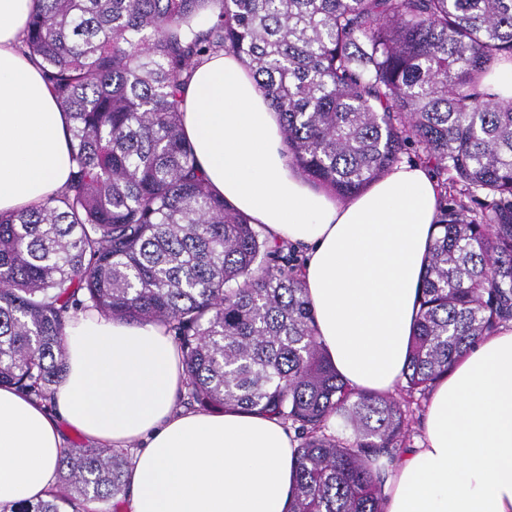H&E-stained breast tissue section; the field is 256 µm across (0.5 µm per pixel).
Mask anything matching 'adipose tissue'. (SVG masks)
<instances>
[{
	"mask_svg": "<svg viewBox=\"0 0 512 512\" xmlns=\"http://www.w3.org/2000/svg\"><path fill=\"white\" fill-rule=\"evenodd\" d=\"M36 0H0V213L44 204L70 174L69 119L17 45ZM183 128L215 193L305 249L316 333L352 386L394 392L440 189L421 163L395 165L340 202L298 175L275 112L242 60L199 64ZM52 407L0 387V506L56 483L63 426L133 448L128 512H289L296 441L269 416L181 411V356L164 326L89 312L66 329ZM383 512H512V326L484 337L430 391L421 447L396 462Z\"/></svg>",
	"mask_w": 512,
	"mask_h": 512,
	"instance_id": "obj_1",
	"label": "adipose tissue"
}]
</instances>
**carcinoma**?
<instances>
[{
    "label": "carcinoma",
    "mask_w": 512,
    "mask_h": 512,
    "mask_svg": "<svg viewBox=\"0 0 512 512\" xmlns=\"http://www.w3.org/2000/svg\"><path fill=\"white\" fill-rule=\"evenodd\" d=\"M21 43L72 122V170L42 206L0 214V386L52 402L73 312L160 322L188 403L294 429L291 512H382L379 461L407 447L410 405L512 322V99L485 84L512 60V0H38ZM225 51L316 186L347 200L408 149L439 182L392 394L344 381L298 259L199 173L182 93ZM130 466L126 449L68 448L48 497L9 512H89L126 495Z\"/></svg>",
    "instance_id": "cac0c4a2"
}]
</instances>
